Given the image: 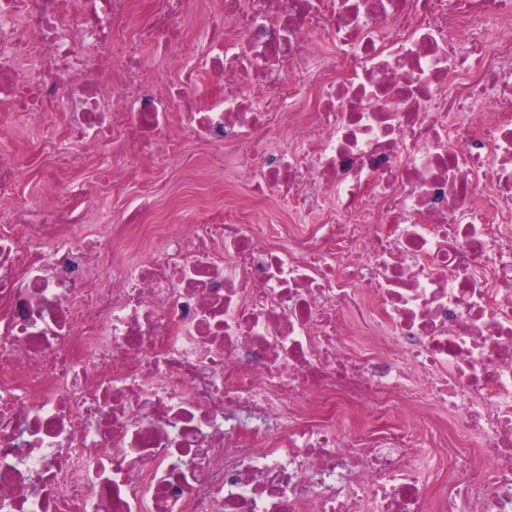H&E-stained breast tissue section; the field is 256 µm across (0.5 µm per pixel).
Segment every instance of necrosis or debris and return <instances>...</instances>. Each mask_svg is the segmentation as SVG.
<instances>
[{"mask_svg":"<svg viewBox=\"0 0 512 512\" xmlns=\"http://www.w3.org/2000/svg\"><path fill=\"white\" fill-rule=\"evenodd\" d=\"M199 3L0 0V197L68 139L0 212V512H512V0ZM175 111L292 222L98 211ZM182 50L173 49L161 61H157L149 48H144L143 56L151 66H155L160 77V88H165L169 83L177 79L180 69ZM61 134V119L57 117L45 126L34 127L28 123L17 124L9 142V150L20 167L15 200L0 199V208L8 209L14 201L40 205L47 201L42 170L38 156L52 149Z\"/></svg>","mask_w":512,"mask_h":512,"instance_id":"obj_1","label":"necrosis or debris"}]
</instances>
